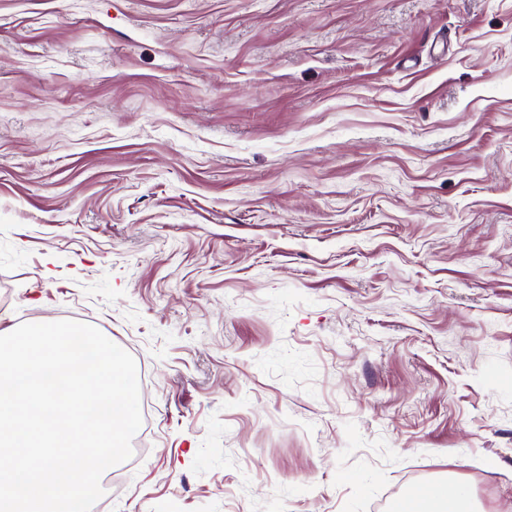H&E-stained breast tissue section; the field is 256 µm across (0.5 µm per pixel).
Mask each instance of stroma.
Returning <instances> with one entry per match:
<instances>
[{"instance_id":"stroma-1","label":"stroma","mask_w":512,"mask_h":512,"mask_svg":"<svg viewBox=\"0 0 512 512\" xmlns=\"http://www.w3.org/2000/svg\"><path fill=\"white\" fill-rule=\"evenodd\" d=\"M146 373L106 512H512V0H0V329ZM430 502V501H429ZM434 504L433 502H430ZM438 508L435 505L434 510H425L422 503H417L413 507V512H472L473 510L469 491L465 485L456 481H448V486L444 488L442 497L437 498Z\"/></svg>"}]
</instances>
